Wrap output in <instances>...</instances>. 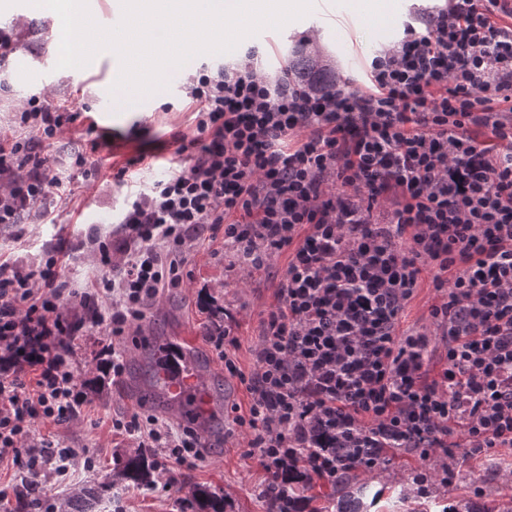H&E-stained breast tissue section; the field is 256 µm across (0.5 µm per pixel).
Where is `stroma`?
<instances>
[{
	"label": "stroma",
	"mask_w": 512,
	"mask_h": 512,
	"mask_svg": "<svg viewBox=\"0 0 512 512\" xmlns=\"http://www.w3.org/2000/svg\"><path fill=\"white\" fill-rule=\"evenodd\" d=\"M446 0H403L402 11L388 9L383 19L371 25L356 21L350 14L336 12L332 0H312L305 17L282 29H266L263 37L243 39L234 52L213 57L201 55L185 66L169 71L176 90H163L138 103H128L126 95L111 97L109 90L118 70L99 77L97 63L71 71L57 69V56L51 45L55 39L52 23L25 6L22 13L13 8L0 11V25L15 34L8 62L6 84L0 88V138L19 135L16 118L38 98L77 112V119L62 126L54 138L42 141L50 156V177L62 180L68 191L51 196L26 211L19 223L0 226V257L17 264L37 268L60 239H67L73 252L61 275L72 289L87 287L91 281L107 277L109 271L97 264L86 248L87 237L117 234L120 220L134 190H149L171 172L187 163L176 149L180 138L196 136V114L187 93L189 79L201 68L216 62L232 63L248 48L258 52V63L269 75L278 74L288 64L292 47L302 41L319 46L325 58L336 68L340 79L351 88L367 90L372 59L392 39L403 36L410 16L435 12L446 7ZM106 136L112 148L101 162V171L87 175L80 158L89 157V142ZM144 155L130 183H113L112 176L127 159ZM287 266V257L277 254L262 269L239 262L233 252L225 251L222 241L198 245L183 268L184 285L166 292L147 312L142 328L161 345L157 360H164L166 348L181 349V335L196 337L192 355L202 367L214 368L220 378L209 387L212 417L209 434L222 442L219 452H206L202 462L179 471V481L171 488L157 487L148 492L129 487L119 493L121 512H183V500L191 499L196 488L205 487L224 497V512H265L262 490L265 474L258 455L248 448L245 428L235 422V407H247L250 395L238 378L225 374L224 363L208 343L206 336L213 321L226 324L239 344L230 358L243 372H251L260 343L261 321L276 300V289ZM444 300L431 281H423L408 303L402 328L427 334L431 339L434 362L445 356L442 332L434 324L430 311ZM104 327L84 324L75 334L72 357L75 377L85 381L97 374L103 361L102 348L110 343ZM91 405L79 420L55 425L40 420L34 426L35 438L61 440L75 448L79 456H93L96 467L79 471L73 481L45 480L50 498L78 491L90 481L109 475L117 460L136 452L133 438L114 433L112 422L135 412L157 414L156 405L143 404L138 391L129 390L124 380L105 384L91 392ZM444 459L431 455L421 459L405 450H397L375 467L358 471L357 482L376 493L377 499L366 512H442L455 500H483L504 504L512 501V448H494L487 456L460 460L457 473L443 479ZM428 475L430 499L418 502L413 478L417 472Z\"/></svg>",
	"instance_id": "obj_1"
}]
</instances>
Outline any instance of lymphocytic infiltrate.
<instances>
[{"label": "lymphocytic infiltrate", "mask_w": 512, "mask_h": 512, "mask_svg": "<svg viewBox=\"0 0 512 512\" xmlns=\"http://www.w3.org/2000/svg\"><path fill=\"white\" fill-rule=\"evenodd\" d=\"M371 88L318 91L253 54L200 70L190 97L197 134L188 169L129 203L121 236L93 240L108 278L63 317L68 288L59 242L39 269L0 262V467L66 477L93 457L34 440L31 422L65 424L89 399L61 347L78 324L106 326L113 377L127 332L168 289L200 239H223L241 262L288 265L263 322L256 364L228 357L238 340L208 342L251 396L250 432L267 485L293 474L335 481L369 467L380 448L428 458L463 428L467 453L512 447V23L497 0H448L372 61ZM75 114L32 103V138L0 142V224L56 187L40 143ZM445 300L431 316L446 360L430 370L426 334L402 330L423 274ZM112 428L156 451L166 486L202 459L195 430L137 413Z\"/></svg>", "instance_id": "f902f5d3"}]
</instances>
